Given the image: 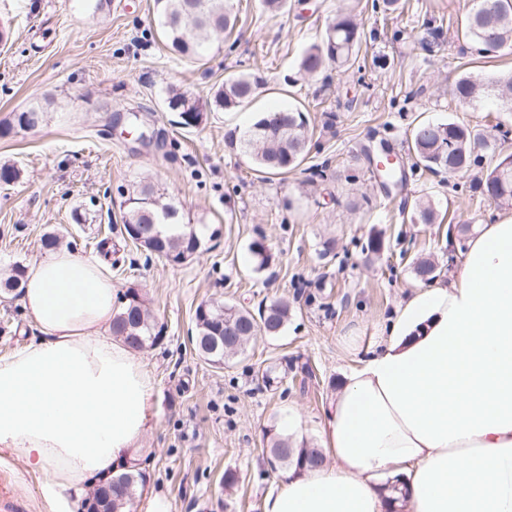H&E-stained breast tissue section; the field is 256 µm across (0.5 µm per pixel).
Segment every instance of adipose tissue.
Masks as SVG:
<instances>
[{
    "mask_svg": "<svg viewBox=\"0 0 512 512\" xmlns=\"http://www.w3.org/2000/svg\"><path fill=\"white\" fill-rule=\"evenodd\" d=\"M39 335L0 355V455L59 500L132 459L156 422L155 381L112 334L99 262L59 248L27 274ZM325 409L328 465L288 471L263 512H512V217L483 225L448 283L420 286L367 343Z\"/></svg>",
    "mask_w": 512,
    "mask_h": 512,
    "instance_id": "obj_1",
    "label": "adipose tissue"
}]
</instances>
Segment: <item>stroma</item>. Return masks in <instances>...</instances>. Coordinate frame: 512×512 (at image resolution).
Masks as SVG:
<instances>
[{"instance_id":"1","label":"stroma","mask_w":512,"mask_h":512,"mask_svg":"<svg viewBox=\"0 0 512 512\" xmlns=\"http://www.w3.org/2000/svg\"><path fill=\"white\" fill-rule=\"evenodd\" d=\"M231 5V36L190 61L161 36L154 0H0L9 29L0 41V127L12 128L0 137V166L20 172L0 182V275L41 261V239L52 233L102 260L116 294L138 289L156 323L141 354L155 380L158 421L137 458L149 475L146 493L169 498L171 512H263L280 478L267 463L272 439L321 445L322 409L360 360L345 338L381 335L419 284L417 259L434 258L438 280H449L469 239H449V225L475 231L512 216V207L473 189L474 173L411 168L409 139L422 122L498 127L509 132L504 147L512 152V112L450 93L462 73L489 80L512 70V52L482 58L463 38L470 0H400L388 17L373 0H286L273 13L263 0ZM342 8L361 25L369 66L301 75L302 55ZM433 17L443 26L430 34L424 23ZM249 72L265 81L249 105L208 113L196 128L175 125L165 106L170 86L203 99L228 76ZM34 102L45 112L41 125L13 127L15 113ZM288 107L305 110L311 151L297 169L262 179L225 136ZM134 118L151 141L128 135ZM367 146L407 167L401 191L385 193ZM140 183L170 196L181 222L203 237L184 264L169 265L121 235L120 192ZM424 196L444 223L404 222ZM376 232L383 246L371 256L365 246ZM329 236L336 253L319 257ZM261 237L274 260L259 271L249 246ZM277 299L290 305L280 335L256 337L221 366L198 355L190 337L201 303L255 314ZM37 334L19 297L0 296V354ZM293 414L299 424L285 430ZM0 488L17 512H49L19 460L0 461Z\"/></svg>"}]
</instances>
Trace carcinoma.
Instances as JSON below:
<instances>
[{
    "label": "carcinoma",
    "mask_w": 512,
    "mask_h": 512,
    "mask_svg": "<svg viewBox=\"0 0 512 512\" xmlns=\"http://www.w3.org/2000/svg\"><path fill=\"white\" fill-rule=\"evenodd\" d=\"M159 27L163 37L182 56L194 59L210 49L212 43L225 33H231L236 18L228 0H155ZM461 34L476 46L485 44L484 52H498L512 47V0H473V6L461 22ZM363 32L354 15L338 11L328 25L324 38L303 55L300 70L314 76L331 66L338 68L354 64L362 47ZM262 85L259 78L240 74L228 78L213 96L205 101L184 91L171 88L166 99L167 107L177 114L176 123L183 127L200 125L205 113L239 108L250 102ZM452 95L460 100L481 101L494 99L512 111V72L487 84L479 78L464 74L453 85ZM44 112L37 105L17 113L16 123L21 128L41 124ZM307 120L298 108L280 109L262 113L243 135L230 132L226 145L245 156L255 171L268 175H282L300 166L309 152ZM483 149L491 159L478 186L482 193L500 206H512V153L491 143L488 136L469 126L455 122L419 123L412 133L408 146L413 158L412 167L433 174L466 173L482 164ZM381 184L399 190L407 180L406 172L399 165H387L377 170ZM129 204L123 212L121 233L130 237L129 227L139 229L152 225L158 234L149 253L159 259L169 260L189 253L192 244L201 243L194 228L179 222V210L164 194L148 184H141L128 192ZM438 218L436 209L428 198L419 199L409 221L412 224H432ZM249 249L255 258L256 269L269 266L272 255L265 238L251 242ZM25 269L16 265L11 274L0 277V291L8 294L20 287ZM126 303L112 320V335L133 348L140 349L152 339L154 321L150 309L135 288L125 293ZM288 302L275 300L254 316L250 311L220 301L199 305L195 312V349L201 350L207 340L224 332V326L233 325L247 336H277L288 323ZM273 448H285L278 456L279 462L298 470L323 466L325 455L319 448L291 446L289 438L274 440ZM145 472L136 462L122 464L118 472L98 481L91 492L92 498L109 483L124 484L128 494L112 498V512H127L133 505L137 487L146 485Z\"/></svg>",
    "instance_id": "carcinoma-1"
}]
</instances>
